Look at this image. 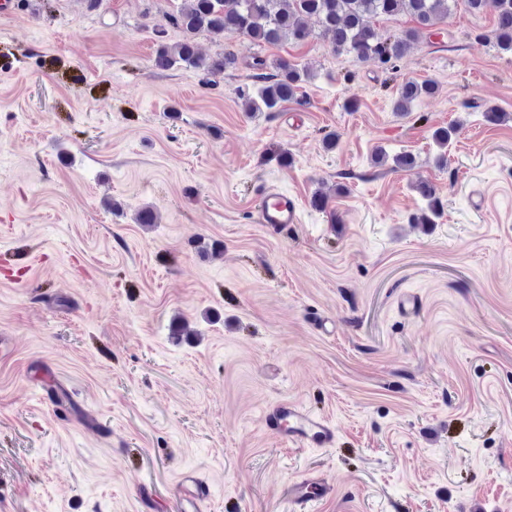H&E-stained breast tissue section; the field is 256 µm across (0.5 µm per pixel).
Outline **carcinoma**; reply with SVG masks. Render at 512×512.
<instances>
[{"label": "carcinoma", "instance_id": "1", "mask_svg": "<svg viewBox=\"0 0 512 512\" xmlns=\"http://www.w3.org/2000/svg\"><path fill=\"white\" fill-rule=\"evenodd\" d=\"M185 5L171 16V22L186 34L176 43L158 45L154 66L164 70L184 63L205 77L233 69L237 57L229 50L206 56L199 53L190 35L206 31L216 37L238 33L258 45L283 41L300 43L311 36L308 20L317 22L321 35L334 50L359 62L378 63L395 70L392 61L399 59L422 37L439 30L451 16L458 0H184ZM467 6L480 12L493 10L495 25L485 36L500 52L512 54V0H466ZM408 13L418 27L402 34L381 36L373 20ZM253 90L241 91L246 112H278L282 106L298 99L301 84L310 78L307 69L286 59L272 63L258 59L253 63ZM438 86L431 80H405L398 85L394 110L410 112L414 102L436 94ZM426 206L412 217L413 223L436 222L441 202L427 182L418 184Z\"/></svg>", "mask_w": 512, "mask_h": 512}]
</instances>
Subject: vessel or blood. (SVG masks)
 Returning a JSON list of instances; mask_svg holds the SVG:
<instances>
[{
	"label": "vessel or blood",
	"instance_id": "b4317fda",
	"mask_svg": "<svg viewBox=\"0 0 512 512\" xmlns=\"http://www.w3.org/2000/svg\"><path fill=\"white\" fill-rule=\"evenodd\" d=\"M258 221L273 227L299 223L300 207L294 196L281 191L268 192L260 204ZM264 428L288 444L301 447L331 448L336 444L337 428L329 418L288 400H280L262 411ZM177 512H197L210 495V487L195 473L182 474L175 485ZM332 485L322 477H314L282 486L281 494L305 512L307 505L328 498Z\"/></svg>",
	"mask_w": 512,
	"mask_h": 512
}]
</instances>
